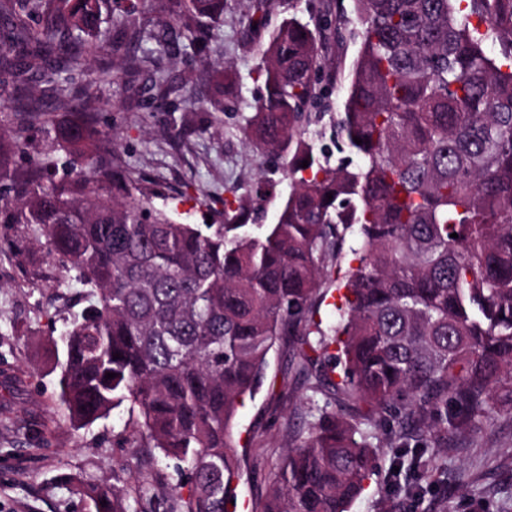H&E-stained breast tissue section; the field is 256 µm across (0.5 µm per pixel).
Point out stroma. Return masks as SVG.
I'll return each mask as SVG.
<instances>
[{"instance_id": "obj_1", "label": "stroma", "mask_w": 512, "mask_h": 512, "mask_svg": "<svg viewBox=\"0 0 512 512\" xmlns=\"http://www.w3.org/2000/svg\"><path fill=\"white\" fill-rule=\"evenodd\" d=\"M324 1L274 0L264 28L252 33L246 28L252 0H224L223 14L208 22V48L184 38L174 53L154 38L162 15L146 11L136 19L146 34L137 48L151 54L152 66L126 73L123 60L136 48L116 40L99 47L62 87L71 96L89 88L87 110L107 147L141 187L159 191L155 206L177 221L203 224L221 209L224 197H255L261 182L273 181L276 193L288 192L278 159L247 147L242 128L264 92L258 69L270 34L289 12L319 15ZM358 48L350 37H331L324 44L326 66L335 70L337 83L319 124L323 144L331 142L329 117L342 109ZM224 68L232 82L224 91L223 110L205 101L187 103L182 78ZM161 72L172 80L163 112L155 109ZM16 129L27 145L15 159L17 169H26L39 153L65 158L66 146L52 128L20 126L12 113L0 114V130ZM79 291L63 262L48 255L26 225L0 223V512H96L84 486L112 485L152 460L159 472L148 478L149 497L169 504L189 493L178 460L132 447L139 416L129 404L82 427L61 404L60 368L46 343L65 318L84 308ZM324 401L299 377L287 345H277L262 387L236 415L233 438L242 468L237 512H252L267 494L288 445ZM372 442L378 465L350 512H512L511 415L492 413L478 434L452 438L444 450L426 449L431 477L418 498L401 491L414 478L407 464L415 446L393 447L382 429Z\"/></svg>"}]
</instances>
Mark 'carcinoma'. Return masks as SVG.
Listing matches in <instances>:
<instances>
[{"instance_id": "carcinoma-1", "label": "carcinoma", "mask_w": 512, "mask_h": 512, "mask_svg": "<svg viewBox=\"0 0 512 512\" xmlns=\"http://www.w3.org/2000/svg\"><path fill=\"white\" fill-rule=\"evenodd\" d=\"M152 2L130 0L114 22L127 41L141 40L136 15ZM352 2L359 49L333 118L348 155L333 160L316 130L322 22L291 14L269 36L265 94L243 135L282 159L292 189L269 183L257 207L226 198L217 224L155 207L160 193L137 186L71 96L58 98L76 116L63 123L29 98L11 111L57 127L73 160L43 154L20 172L23 142L0 132V223L34 227L88 303L49 338L60 400L83 423L138 409V437L186 465L188 498L170 512L237 507V409L285 337L299 375L331 401L252 512H348L377 465L363 426L387 412L394 439L445 449L490 413L512 415V0ZM163 9L167 37L206 46L197 19L224 0ZM76 31L110 40L100 0H0V72L58 90L95 50ZM271 201L274 221L256 223ZM345 252L356 265L324 328L317 298ZM83 493L96 512L103 500L130 512L119 481Z\"/></svg>"}]
</instances>
